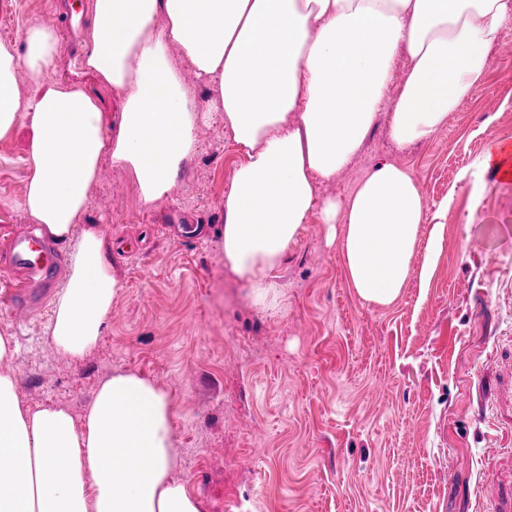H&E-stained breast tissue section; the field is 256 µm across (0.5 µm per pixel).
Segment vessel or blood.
I'll list each match as a JSON object with an SVG mask.
<instances>
[{
	"instance_id": "vessel-or-blood-1",
	"label": "vessel or blood",
	"mask_w": 512,
	"mask_h": 512,
	"mask_svg": "<svg viewBox=\"0 0 512 512\" xmlns=\"http://www.w3.org/2000/svg\"><path fill=\"white\" fill-rule=\"evenodd\" d=\"M62 262L63 256L55 243L26 233L17 235L0 252V269L18 270L24 275L23 287L11 304V315H24L43 304Z\"/></svg>"
}]
</instances>
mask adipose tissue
Returning <instances> with one entry per match:
<instances>
[{"label": "adipose tissue", "instance_id": "ef3b65f1", "mask_svg": "<svg viewBox=\"0 0 512 512\" xmlns=\"http://www.w3.org/2000/svg\"><path fill=\"white\" fill-rule=\"evenodd\" d=\"M92 42L81 66L121 100L109 132L82 86L51 81L58 32L29 24L22 49L0 43V140L28 124L24 207L42 233L70 245L51 338L73 357L94 350L120 284L104 234L83 223L104 159L131 171L144 204L165 197L207 114L176 69L179 47L213 82L241 162L224 196L228 271L260 308L312 210L343 227L340 249L357 295L386 306L409 279L426 204L414 177L378 165L344 204L318 200L388 108L389 135L432 138L482 83L512 0H90ZM409 58L394 84L398 56ZM38 89L21 96L18 73ZM395 98H388V91ZM169 394L132 372L95 391L81 421L32 410L0 372V512H205L174 478Z\"/></svg>", "mask_w": 512, "mask_h": 512}]
</instances>
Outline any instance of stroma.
<instances>
[{
	"instance_id": "obj_1",
	"label": "stroma",
	"mask_w": 512,
	"mask_h": 512,
	"mask_svg": "<svg viewBox=\"0 0 512 512\" xmlns=\"http://www.w3.org/2000/svg\"><path fill=\"white\" fill-rule=\"evenodd\" d=\"M0 0V42L28 22L55 27L52 80L95 95L107 125L121 101L79 62L89 0ZM485 80L431 139L406 147L380 110L362 146L318 198L347 202L378 164L412 173L428 208L408 283L387 306L347 279L343 227L307 216L260 311L224 268V195L240 155L214 85H192L206 131L169 195L144 207L138 183L104 160L84 223L102 228L121 288L97 347L75 358L51 339V310L8 315L17 286L0 276V334L17 355L0 368L24 405L82 419L99 383L139 373L170 392L175 478L206 512H512V179L482 159L512 139V24ZM29 126L0 140V246L36 225L22 207ZM439 247L427 255L430 238Z\"/></svg>"
}]
</instances>
